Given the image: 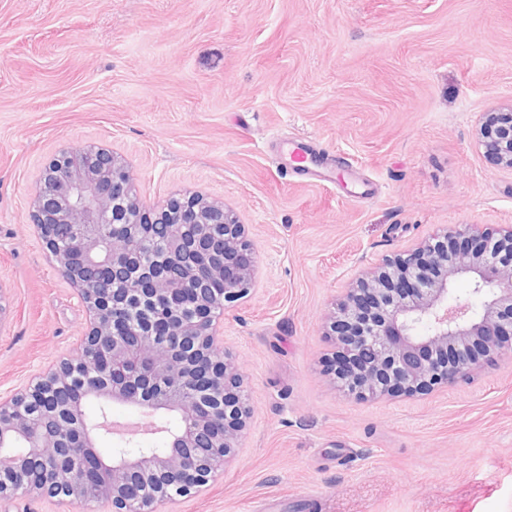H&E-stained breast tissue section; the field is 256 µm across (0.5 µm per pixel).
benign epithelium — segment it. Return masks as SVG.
<instances>
[{
	"label": "benign epithelium",
	"mask_w": 512,
	"mask_h": 512,
	"mask_svg": "<svg viewBox=\"0 0 512 512\" xmlns=\"http://www.w3.org/2000/svg\"><path fill=\"white\" fill-rule=\"evenodd\" d=\"M477 136L497 165L512 170V102L480 115ZM57 274L77 291L89 315L75 354L40 371L21 391L0 395V501H37L65 489L63 500L112 512H161L166 500L199 491L224 473L251 408L244 373L224 349V310L249 291L254 256L246 227L224 201L194 192L153 209L139 200L133 178L111 150L86 146L58 152L44 168L28 213ZM128 224L133 237L110 229ZM162 234L165 256L150 260L146 241ZM224 279L216 296L197 270ZM464 278L483 297L481 311L452 296ZM194 296L188 310L157 311L133 333L114 328L113 312L159 296ZM335 353L348 362L327 371L358 399L408 395L452 386L481 360L512 352V224L490 229L454 224L369 271L327 315ZM220 401L200 416L199 389ZM43 397L42 411H26ZM103 421L88 419L87 401ZM157 418L173 414L162 448L97 453L112 427V405ZM167 479L160 494L147 477Z\"/></svg>",
	"instance_id": "obj_1"
}]
</instances>
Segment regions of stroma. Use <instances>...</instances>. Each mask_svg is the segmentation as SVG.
<instances>
[{
	"label": "stroma",
	"mask_w": 512,
	"mask_h": 512,
	"mask_svg": "<svg viewBox=\"0 0 512 512\" xmlns=\"http://www.w3.org/2000/svg\"><path fill=\"white\" fill-rule=\"evenodd\" d=\"M510 100L512 0H0V393L87 322L28 211L54 153L103 145L147 205L223 199L255 255L224 312L248 427L165 512H512V356L375 401L324 367L362 271L445 225L512 224V170L475 136ZM294 136L331 181L289 168Z\"/></svg>",
	"instance_id": "stroma-1"
}]
</instances>
